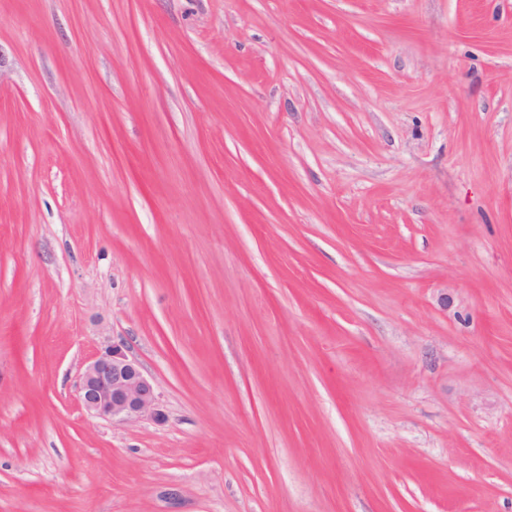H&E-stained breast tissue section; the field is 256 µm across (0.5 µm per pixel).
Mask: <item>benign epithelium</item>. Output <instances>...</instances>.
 <instances>
[{"label": "benign epithelium", "instance_id": "benign-epithelium-1", "mask_svg": "<svg viewBox=\"0 0 512 512\" xmlns=\"http://www.w3.org/2000/svg\"><path fill=\"white\" fill-rule=\"evenodd\" d=\"M78 393L87 413L114 424L162 417L153 380L122 344L97 354L81 376Z\"/></svg>", "mask_w": 512, "mask_h": 512}]
</instances>
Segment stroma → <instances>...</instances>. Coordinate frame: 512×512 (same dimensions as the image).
I'll return each instance as SVG.
<instances>
[{"mask_svg":"<svg viewBox=\"0 0 512 512\" xmlns=\"http://www.w3.org/2000/svg\"><path fill=\"white\" fill-rule=\"evenodd\" d=\"M0 512H512V0H0ZM124 347L112 343L86 367L79 383V401L87 413L112 424L160 419L156 386Z\"/></svg>","mask_w":512,"mask_h":512,"instance_id":"stroma-1","label":"stroma"}]
</instances>
